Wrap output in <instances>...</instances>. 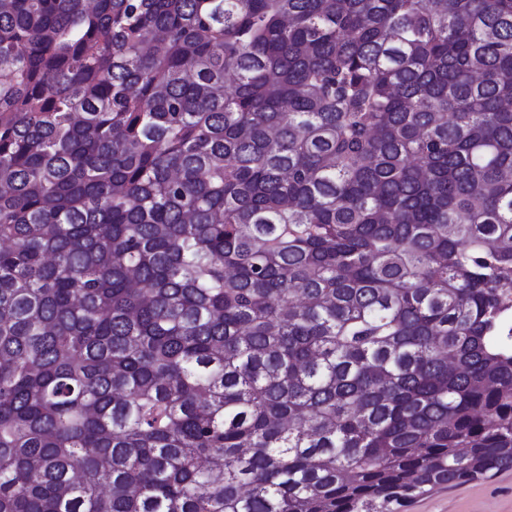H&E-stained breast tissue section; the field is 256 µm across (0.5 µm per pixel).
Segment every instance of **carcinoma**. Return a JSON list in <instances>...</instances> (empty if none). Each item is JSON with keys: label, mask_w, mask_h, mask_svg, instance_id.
<instances>
[{"label": "carcinoma", "mask_w": 512, "mask_h": 512, "mask_svg": "<svg viewBox=\"0 0 512 512\" xmlns=\"http://www.w3.org/2000/svg\"><path fill=\"white\" fill-rule=\"evenodd\" d=\"M509 468L512 0H0V512Z\"/></svg>", "instance_id": "1"}]
</instances>
